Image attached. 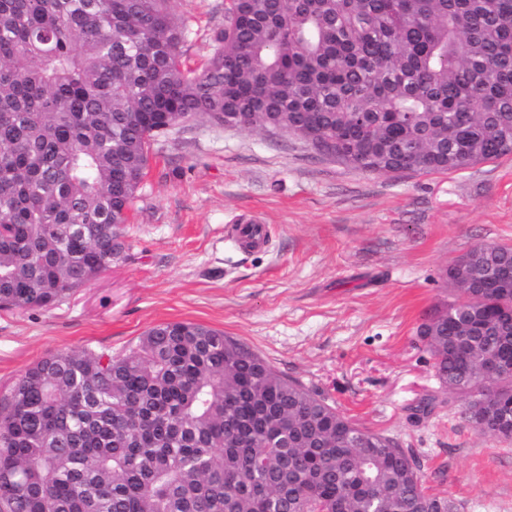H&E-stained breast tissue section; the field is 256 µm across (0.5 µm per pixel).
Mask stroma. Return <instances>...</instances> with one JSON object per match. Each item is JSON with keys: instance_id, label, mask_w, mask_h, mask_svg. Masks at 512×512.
Here are the masks:
<instances>
[{"instance_id": "obj_1", "label": "stroma", "mask_w": 512, "mask_h": 512, "mask_svg": "<svg viewBox=\"0 0 512 512\" xmlns=\"http://www.w3.org/2000/svg\"><path fill=\"white\" fill-rule=\"evenodd\" d=\"M174 13L196 67L215 49L224 0H174ZM150 156L122 258L53 307L0 310V388L51 353H117L157 324L200 323L413 449L430 492L464 512H512V441L476 430L417 334L426 312L454 298V258L512 244V156L374 174L284 132L202 118L153 140ZM252 217L271 236L246 253L226 228ZM430 396L438 407L415 419Z\"/></svg>"}]
</instances>
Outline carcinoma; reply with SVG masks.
I'll return each instance as SVG.
<instances>
[{
  "label": "carcinoma",
  "mask_w": 512,
  "mask_h": 512,
  "mask_svg": "<svg viewBox=\"0 0 512 512\" xmlns=\"http://www.w3.org/2000/svg\"><path fill=\"white\" fill-rule=\"evenodd\" d=\"M173 0H0V308L62 302L124 251L173 121L278 126L383 174L512 154V0H224L205 64ZM420 338L468 396L512 362V267L483 243ZM512 404V370L483 396ZM0 512H463L414 453L249 347L165 322L124 352L48 355L0 390Z\"/></svg>",
  "instance_id": "obj_1"
}]
</instances>
